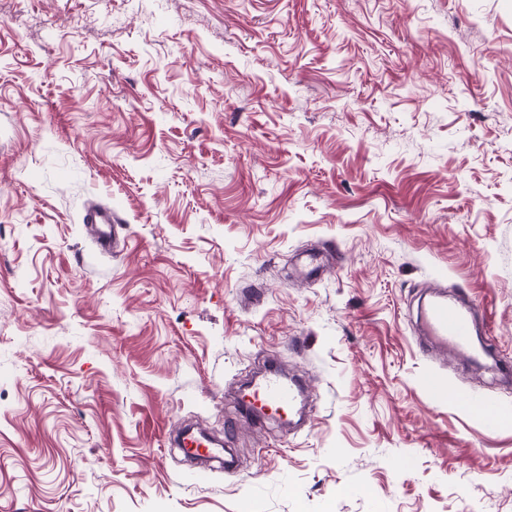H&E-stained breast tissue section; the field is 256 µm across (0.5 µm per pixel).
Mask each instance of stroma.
<instances>
[{
    "label": "stroma",
    "mask_w": 512,
    "mask_h": 512,
    "mask_svg": "<svg viewBox=\"0 0 512 512\" xmlns=\"http://www.w3.org/2000/svg\"><path fill=\"white\" fill-rule=\"evenodd\" d=\"M269 358L301 429L241 413ZM508 367L512 0H0V512H512ZM83 224L93 232L95 243L100 250L107 252L116 247L117 229L123 228L121 219L112 207L94 208L87 210L83 216ZM472 317L455 303L448 304L445 299L431 302L422 307L419 324L431 350L451 352L456 357L471 358L474 354L471 346ZM425 392L429 403L436 407L454 403L459 399L457 394L448 391V387L435 377L426 381ZM181 446L189 456L199 459L216 456L223 450V448H215V444L210 443L207 437L192 434L183 437Z\"/></svg>",
    "instance_id": "stroma-1"
}]
</instances>
